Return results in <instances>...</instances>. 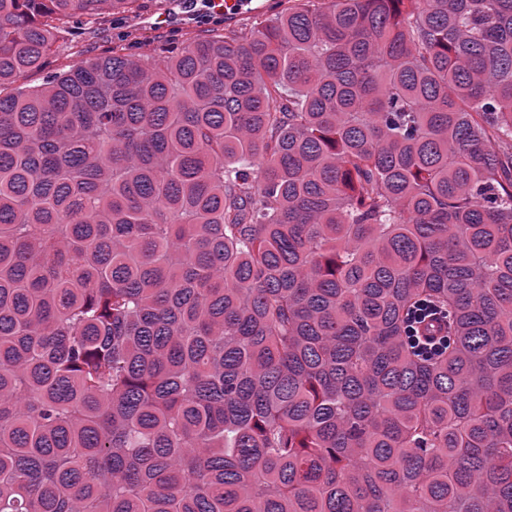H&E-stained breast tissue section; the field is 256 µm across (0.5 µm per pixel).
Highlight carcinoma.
<instances>
[{
    "mask_svg": "<svg viewBox=\"0 0 512 512\" xmlns=\"http://www.w3.org/2000/svg\"><path fill=\"white\" fill-rule=\"evenodd\" d=\"M330 2L0 95V512H512V0ZM432 322H442L443 325L448 324V312L432 301L418 302L408 314L407 332L410 338L411 347L417 355L431 358L440 354L446 347L448 333L436 337L439 333V325ZM434 334V335H430Z\"/></svg>",
    "mask_w": 512,
    "mask_h": 512,
    "instance_id": "obj_1",
    "label": "carcinoma"
}]
</instances>
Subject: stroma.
I'll return each instance as SVG.
<instances>
[{"mask_svg": "<svg viewBox=\"0 0 512 512\" xmlns=\"http://www.w3.org/2000/svg\"><path fill=\"white\" fill-rule=\"evenodd\" d=\"M285 3L244 0L235 13L212 16L203 0H139L133 12L105 15L98 24L64 26L46 66L25 71L15 84L27 88L41 85L48 75L68 70L89 57L109 55L116 47L130 54L155 57L204 32L251 27L280 12Z\"/></svg>", "mask_w": 512, "mask_h": 512, "instance_id": "1", "label": "stroma"}]
</instances>
